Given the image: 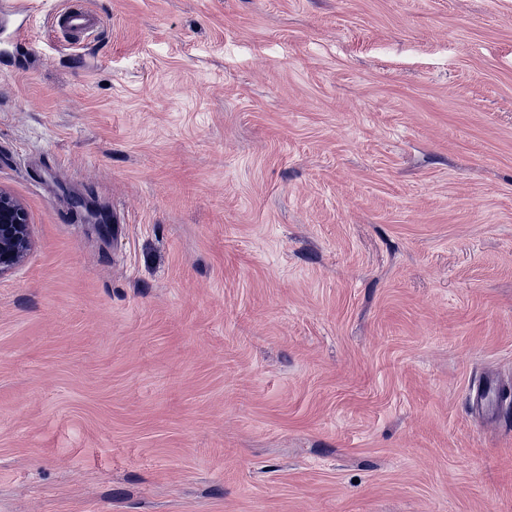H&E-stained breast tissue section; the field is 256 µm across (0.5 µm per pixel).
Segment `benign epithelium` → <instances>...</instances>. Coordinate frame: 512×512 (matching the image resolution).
I'll use <instances>...</instances> for the list:
<instances>
[{
    "label": "benign epithelium",
    "instance_id": "1",
    "mask_svg": "<svg viewBox=\"0 0 512 512\" xmlns=\"http://www.w3.org/2000/svg\"><path fill=\"white\" fill-rule=\"evenodd\" d=\"M32 245L26 209L11 193L0 188V277L20 266Z\"/></svg>",
    "mask_w": 512,
    "mask_h": 512
}]
</instances>
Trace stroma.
Wrapping results in <instances>:
<instances>
[{
  "label": "stroma",
  "mask_w": 512,
  "mask_h": 512,
  "mask_svg": "<svg viewBox=\"0 0 512 512\" xmlns=\"http://www.w3.org/2000/svg\"><path fill=\"white\" fill-rule=\"evenodd\" d=\"M63 2L0 13V512H512V0ZM55 27L77 35L88 36L99 28V21L89 12L73 7L56 9L52 14ZM32 245L26 209L11 193L0 188V277L20 266Z\"/></svg>",
  "instance_id": "1"
}]
</instances>
